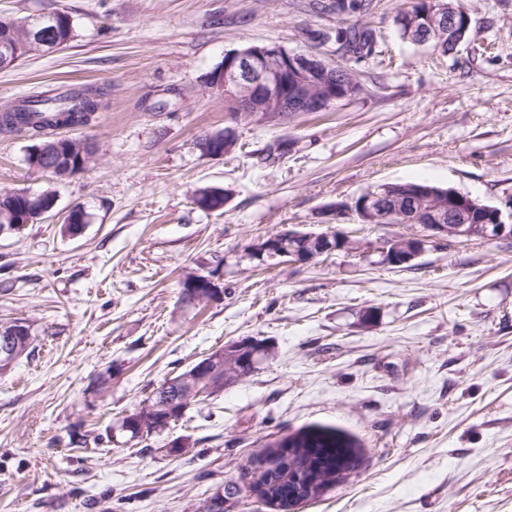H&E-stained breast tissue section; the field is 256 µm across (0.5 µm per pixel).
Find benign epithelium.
I'll use <instances>...</instances> for the list:
<instances>
[{
	"mask_svg": "<svg viewBox=\"0 0 512 512\" xmlns=\"http://www.w3.org/2000/svg\"><path fill=\"white\" fill-rule=\"evenodd\" d=\"M429 32L448 35V41L469 29L470 17L461 12L454 0H432ZM19 44L8 39L0 41V69H7L18 62ZM336 87V67L315 56L295 54L281 46L269 43L251 45L228 53L217 71L210 75L209 86L223 98L233 102L237 118L247 120L258 114L270 120L288 117L290 112H326L338 98L323 90L324 85ZM211 146L206 155L223 157L236 146L234 135L226 131L208 137ZM31 166L63 179L86 170L92 154L81 150L75 162L52 161L51 152L43 144H36L30 151ZM219 197L218 208L228 201L226 193L203 189L196 196L198 207L211 210L214 197ZM345 211L354 213L361 224H405L420 233L409 237L383 240L376 247L386 263L403 266L413 261L427 246L459 244L471 240H493L512 235V224L505 222L502 210L457 191L435 189L403 183L385 184L381 191L368 192L344 205ZM53 205L26 206L24 212L7 209L0 212L1 224H35ZM347 238L340 232H303L291 230L260 238L248 247V255L263 264L268 259H278L291 264L307 263L324 254L345 248ZM222 293L211 276L195 277L184 292L190 302L212 300ZM27 329L18 326L0 335V360L14 354L16 337ZM240 342L224 348V384L236 375L235 361ZM210 361L203 362L183 377L180 389L164 385L157 398L166 409L182 407L191 398L203 394L202 386L210 377Z\"/></svg>",
	"mask_w": 512,
	"mask_h": 512,
	"instance_id": "obj_1",
	"label": "benign epithelium"
}]
</instances>
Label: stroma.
Returning a JSON list of instances; mask_svg holds the SVG:
<instances>
[{"instance_id": "obj_1", "label": "stroma", "mask_w": 512, "mask_h": 512, "mask_svg": "<svg viewBox=\"0 0 512 512\" xmlns=\"http://www.w3.org/2000/svg\"><path fill=\"white\" fill-rule=\"evenodd\" d=\"M404 0L365 14L333 0H0L1 18L67 12L77 36L0 70V109L93 87L88 168L67 179L0 135V190L54 209L0 233V321L27 322L31 355L0 370V512H278L243 481L269 443L310 426L363 447L359 467L293 512H512V237L426 247L382 263L373 243L414 234L336 213L375 186L422 182L512 206V0H460L453 51L403 39ZM366 25L374 53L344 61L329 33ZM275 43L347 65L361 87L326 112L234 120L207 79L225 53ZM232 129L236 150L204 154ZM288 144L270 159L267 149ZM206 188L226 207L194 203ZM81 208L80 235L62 230ZM353 243L260 266L246 246L280 231ZM223 295L184 300L189 273ZM247 337L256 368L160 434L127 446L121 420L153 389Z\"/></svg>"}]
</instances>
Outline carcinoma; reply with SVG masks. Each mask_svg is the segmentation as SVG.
I'll return each instance as SVG.
<instances>
[{
	"instance_id": "1",
	"label": "carcinoma",
	"mask_w": 512,
	"mask_h": 512,
	"mask_svg": "<svg viewBox=\"0 0 512 512\" xmlns=\"http://www.w3.org/2000/svg\"><path fill=\"white\" fill-rule=\"evenodd\" d=\"M430 9V0H412L396 15V23L403 38L412 41L416 30L409 28L404 19L425 24V16ZM39 24L55 19L54 37L60 44L70 43L76 37L74 23L60 19V14L34 15L30 17ZM0 19V34L10 29L18 31L24 47L21 56L44 53L46 47L30 37L26 21L30 19ZM338 47L344 55L357 60L373 53L374 39L370 29L352 26L339 27L335 32ZM101 101L98 94L90 90L63 91L54 95L46 94L24 99L0 112V134H23L39 139L63 123L86 125L94 112L99 110ZM157 395H152L144 404L122 419L121 430L129 434V439L149 438L162 432L171 422L181 418L182 413L154 410ZM274 450L258 464L251 475L266 487V493L275 494L292 487V479L314 477L318 484L328 489L344 482L358 466L359 445L348 434L330 427H315L288 436V445L281 442L272 444Z\"/></svg>"
}]
</instances>
